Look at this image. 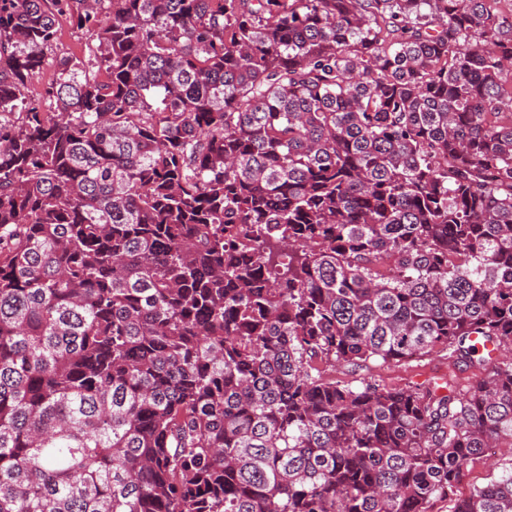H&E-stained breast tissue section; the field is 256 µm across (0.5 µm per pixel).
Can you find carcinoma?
Segmentation results:
<instances>
[{
  "label": "carcinoma",
  "instance_id": "carcinoma-1",
  "mask_svg": "<svg viewBox=\"0 0 512 512\" xmlns=\"http://www.w3.org/2000/svg\"><path fill=\"white\" fill-rule=\"evenodd\" d=\"M503 445L512 0H0V512H512ZM88 36L68 25H64L62 36L54 51L48 52L47 63L41 75V82L49 80L54 71L55 58L62 55L74 54L82 56L87 54ZM358 374H369L387 386H404L412 381L422 382L425 379L443 374H456L462 383H467L479 373L473 369L459 371L448 365V360L441 353H433L419 359L401 363H371ZM492 462L476 461L468 468L459 490L467 495L474 485L486 484L497 477L503 469L510 467L512 452L506 446L497 450Z\"/></svg>",
  "mask_w": 512,
  "mask_h": 512
}]
</instances>
